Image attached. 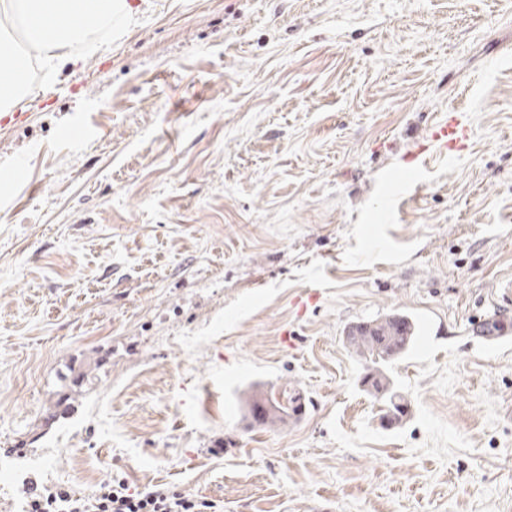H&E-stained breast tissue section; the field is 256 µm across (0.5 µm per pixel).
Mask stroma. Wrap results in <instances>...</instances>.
<instances>
[{
    "label": "stroma",
    "mask_w": 512,
    "mask_h": 512,
    "mask_svg": "<svg viewBox=\"0 0 512 512\" xmlns=\"http://www.w3.org/2000/svg\"><path fill=\"white\" fill-rule=\"evenodd\" d=\"M0 126V512H512V0H129ZM466 152L416 154L444 112ZM85 137H69L71 128ZM419 325L391 428L348 330ZM91 375L79 384L77 376ZM307 408L267 429L249 387ZM155 485L131 491L123 481L100 485L91 496L42 484L27 489L38 512H206L216 505L199 502L184 492ZM25 491V493H27Z\"/></svg>",
    "instance_id": "35a3bbf8"
}]
</instances>
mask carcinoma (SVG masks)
Returning a JSON list of instances; mask_svg holds the SVG:
<instances>
[{
    "label": "carcinoma",
    "mask_w": 512,
    "mask_h": 512,
    "mask_svg": "<svg viewBox=\"0 0 512 512\" xmlns=\"http://www.w3.org/2000/svg\"><path fill=\"white\" fill-rule=\"evenodd\" d=\"M415 340V326L405 315L387 314L369 322L359 323L348 332L349 347L365 361L362 384L374 398L384 402L391 425L400 426L409 417L407 403L399 395L387 372V365L404 355ZM247 404L266 407L261 426L274 429L286 425L281 402L261 393L247 397Z\"/></svg>",
    "instance_id": "1"
}]
</instances>
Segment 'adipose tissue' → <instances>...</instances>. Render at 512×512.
Listing matches in <instances>:
<instances>
[{
    "label": "adipose tissue",
    "instance_id": "ef3b65f1",
    "mask_svg": "<svg viewBox=\"0 0 512 512\" xmlns=\"http://www.w3.org/2000/svg\"><path fill=\"white\" fill-rule=\"evenodd\" d=\"M21 13L39 21L28 34L31 46L62 50L89 31L111 32L125 23L130 8L126 0H0L1 15Z\"/></svg>",
    "mask_w": 512,
    "mask_h": 512
}]
</instances>
